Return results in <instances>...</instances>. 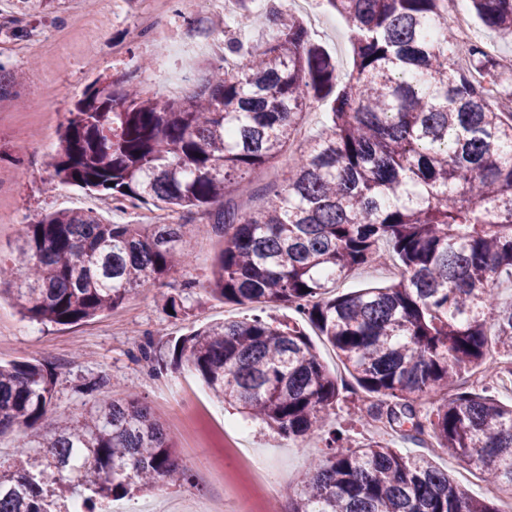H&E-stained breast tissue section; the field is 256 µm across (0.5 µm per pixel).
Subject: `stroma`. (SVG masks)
I'll list each match as a JSON object with an SVG mask.
<instances>
[{"label": "stroma", "mask_w": 512, "mask_h": 512, "mask_svg": "<svg viewBox=\"0 0 512 512\" xmlns=\"http://www.w3.org/2000/svg\"><path fill=\"white\" fill-rule=\"evenodd\" d=\"M309 8L321 20L313 39L335 59L338 72H345L352 63L348 22L324 10L317 0H311ZM77 13L88 18L90 36L71 35L69 23ZM149 17L145 0H122L117 13L106 0H61L56 21L27 18L29 39L40 45L33 53L18 52L17 40L0 30V61L25 77L21 102L0 101V194L10 203L15 219L14 229L0 235V262L16 273L24 271L19 247L35 214L62 209L93 211L111 224H147L156 214V206L150 204L126 210L116 207L110 197L53 184L51 156L39 152L27 123L29 113L45 112L52 129H59L85 90L97 79L112 75L130 76L146 94L166 95L171 76L188 61L182 52L163 55L158 47L147 46L148 32L143 23ZM159 23L176 44L188 25L203 36L224 40L236 35L252 46L265 38L261 31L240 29L227 18L209 12L200 2L189 13L181 0H173ZM52 40L64 44L68 64H56L48 48ZM219 62L218 56L202 48L188 63L199 75ZM184 246L189 254L186 267L171 272L160 284L131 292L117 308L85 322H32L21 317L11 299L0 300V363L36 358L55 368V398L41 423L45 431L56 421L85 414L94 398L103 396H138L165 424L179 413L209 411L214 428L226 431L237 447L247 449L279 477L282 493L277 497L278 512H288L285 492L302 484L321 443L307 440L298 446L285 445L282 437L270 430L245 422L234 408L221 407L196 371L185 367L175 373H160L152 370L144 356L149 348L167 351L202 323L249 317L256 312L255 305H227L207 293L212 266L223 247L222 237L214 234L210 225H188ZM180 291L186 294L185 311L173 317L165 311L164 299ZM180 380L187 383L182 392L173 388ZM383 441L401 453L432 458L471 497L488 499V484L473 463L444 454L428 442L410 443L396 433L384 436ZM192 474V486L143 488L132 497L116 500L115 505L123 512H191L196 503L223 496V485L211 481L202 466L193 467Z\"/></svg>", "instance_id": "35a3bbf8"}]
</instances>
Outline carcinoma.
Instances as JSON below:
<instances>
[{"instance_id":"carcinoma-1","label":"carcinoma","mask_w":512,"mask_h":512,"mask_svg":"<svg viewBox=\"0 0 512 512\" xmlns=\"http://www.w3.org/2000/svg\"><path fill=\"white\" fill-rule=\"evenodd\" d=\"M239 2L248 25L268 33L254 53L225 42L234 69H207L181 100L147 95L124 75L98 81L59 132L55 181L159 204L177 222L38 214L22 246L26 281L0 265V287L30 321L77 324L186 263L184 229L210 224L224 247L209 293L293 309L355 381L330 373L297 321L205 323L171 350L173 369H194L245 417L323 444L288 493V512H502L512 497V406L495 394L512 378V304L495 287L512 280V113L489 98H512V70L482 41L455 39L448 0H322L349 23L343 78L297 15ZM468 2L512 42V0ZM462 54L488 85L455 66ZM18 85L0 64V100ZM314 102L329 105L331 124L301 143L265 207L240 208L246 177L278 162ZM381 260L398 264L400 279L337 292L343 276ZM480 368L485 385L457 387ZM56 383L39 360L0 366V435L22 431L17 456L0 461V512H66L76 497L97 505L159 482L192 484L137 399H97L84 420L41 435ZM360 392L370 398L361 414L475 463L500 497L472 498L422 455L325 430L337 404Z\"/></svg>"}]
</instances>
